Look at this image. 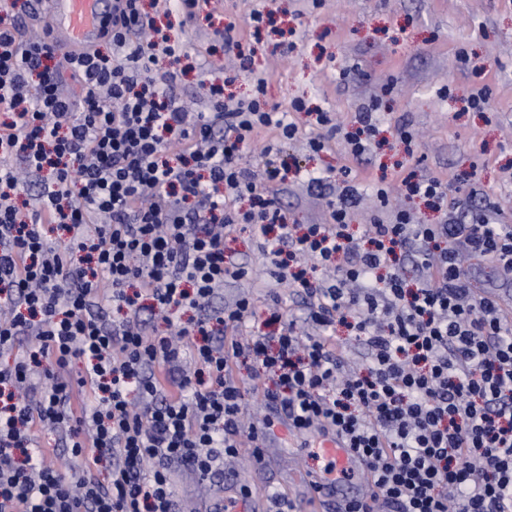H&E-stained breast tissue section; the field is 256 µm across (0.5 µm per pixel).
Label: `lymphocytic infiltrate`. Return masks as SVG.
Wrapping results in <instances>:
<instances>
[{"label": "lymphocytic infiltrate", "mask_w": 512, "mask_h": 512, "mask_svg": "<svg viewBox=\"0 0 512 512\" xmlns=\"http://www.w3.org/2000/svg\"><path fill=\"white\" fill-rule=\"evenodd\" d=\"M31 9L0 0V512H182L171 464L208 478L282 418L296 437L334 431L364 460L373 491L340 512H512V315L461 266L512 274V225L496 203L465 222H412L391 209L394 186L437 209L447 187L400 162L375 182L380 214L357 238L358 172L345 164L308 177L338 193L323 222L297 233L276 188L288 171L280 146L299 129L267 99V78L237 105L210 86L205 110L190 113L176 71L158 66L183 49L140 0H120L104 22L110 53L65 60L47 37L22 35ZM257 140L251 168L243 156ZM28 190L33 203L16 204ZM255 228L269 275L305 296L318 335L275 308L278 332L253 334L246 296L204 313L248 275L226 239ZM146 298L168 334L146 331ZM184 309L199 313L188 327ZM339 326L365 349L362 366L336 353ZM186 355L193 374L174 378ZM242 358L275 379L269 415L247 427ZM46 430L68 441L69 478L35 452Z\"/></svg>", "instance_id": "f902f5d3"}]
</instances>
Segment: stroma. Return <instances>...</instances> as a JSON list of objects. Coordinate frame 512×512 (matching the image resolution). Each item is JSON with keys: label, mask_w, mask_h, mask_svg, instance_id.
Masks as SVG:
<instances>
[{"label": "stroma", "mask_w": 512, "mask_h": 512, "mask_svg": "<svg viewBox=\"0 0 512 512\" xmlns=\"http://www.w3.org/2000/svg\"><path fill=\"white\" fill-rule=\"evenodd\" d=\"M256 11L275 19L273 29L257 36L248 26ZM231 21L241 28L255 76L268 80V98L285 110L297 100L308 107L292 112L302 135L282 147L284 158L301 170L279 194L290 220L322 221L327 200L308 191L303 175L348 159V146L339 138L327 151L309 150L307 138L317 131L311 109L330 113L347 131L356 112L377 97L381 129L403 122L414 139L408 145L390 137L366 154L362 200L350 218L353 233L363 234L377 212L372 184L381 166L405 160L417 175L447 184V201L457 204L459 216L487 197L499 204L502 221L512 224V0H323L317 9L310 0H223L222 7L200 12L190 24L175 14L161 15L159 28L183 47L193 66L179 79L184 102H198L201 83L213 80V73L198 69L199 57L215 30ZM485 85L490 88L485 110L463 111L464 96ZM226 254L250 268L254 278L226 283L213 309L248 294L255 305L254 327H261L274 302L284 316L305 317L302 297L267 274L257 236L235 234ZM274 441L275 465L256 464L252 448L245 446L232 470L293 499L295 486L285 476L305 473L311 462L284 426H276ZM172 480L188 512H216L224 499L221 475L203 479L176 466Z\"/></svg>", "instance_id": "1"}]
</instances>
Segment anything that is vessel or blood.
<instances>
[{
  "mask_svg": "<svg viewBox=\"0 0 512 512\" xmlns=\"http://www.w3.org/2000/svg\"><path fill=\"white\" fill-rule=\"evenodd\" d=\"M53 17L50 34L61 56L89 48L102 33V22L112 13L113 0H43ZM316 447L325 462V475L304 478L300 482L301 496L312 512H318L328 500H360L370 493L362 476L361 458L334 432L317 435ZM268 490L251 488L250 479L241 474L224 478V504L229 512H264L269 502Z\"/></svg>",
  "mask_w": 512,
  "mask_h": 512,
  "instance_id": "vessel-or-blood-1",
  "label": "vessel or blood"
}]
</instances>
